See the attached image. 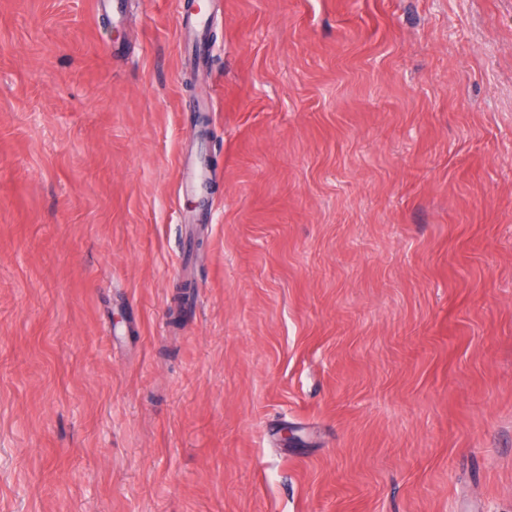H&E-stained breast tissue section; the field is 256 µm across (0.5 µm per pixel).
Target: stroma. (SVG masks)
Segmentation results:
<instances>
[{
  "label": "stroma",
  "instance_id": "35a3bbf8",
  "mask_svg": "<svg viewBox=\"0 0 512 512\" xmlns=\"http://www.w3.org/2000/svg\"><path fill=\"white\" fill-rule=\"evenodd\" d=\"M215 4L0 0V512H512V0ZM175 3L182 36H193L190 42L191 59L197 66H205L211 55V46L206 38L207 28L212 21L211 14L191 10L185 0H176ZM179 193L192 196L197 207L192 211L196 220L207 221L211 214V156L206 147L196 146L182 157L178 167Z\"/></svg>",
  "mask_w": 512,
  "mask_h": 512
}]
</instances>
